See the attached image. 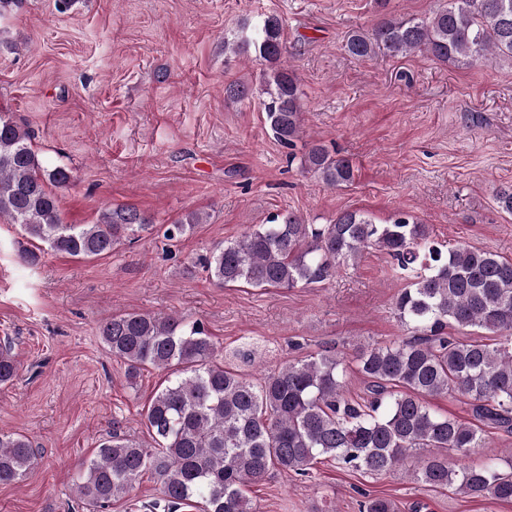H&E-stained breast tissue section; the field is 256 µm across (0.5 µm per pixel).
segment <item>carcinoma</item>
<instances>
[{"instance_id":"cac0c4a2","label":"carcinoma","mask_w":512,"mask_h":512,"mask_svg":"<svg viewBox=\"0 0 512 512\" xmlns=\"http://www.w3.org/2000/svg\"><path fill=\"white\" fill-rule=\"evenodd\" d=\"M344 50L364 60L422 53L468 69L512 61V0H444L424 18H384L348 36ZM282 24L262 15L224 36V56H246L274 66L260 86L225 88L234 100L262 98L266 123L288 148L302 130L301 89L284 65ZM301 168L326 186L354 180L349 159L315 144ZM72 181L62 166L48 169L32 146L30 130L0 114V218L19 225L29 242L87 259L112 253L155 228L134 206L108 208L94 224H65L58 191ZM498 208L512 214V185L494 191ZM203 223L190 212L163 225L178 241ZM385 252L409 283L394 314L408 335L360 346L353 364L332 350L282 364L258 383L230 368L203 323L173 315L123 313L102 322L99 336L125 366L130 386L148 369L165 373L143 410L149 439L125 433L120 422L82 464L76 491L90 512H106L148 474L160 485L152 508L182 505L201 512H253L247 487L271 471L305 477L321 460L348 470L388 473L418 460L417 480L470 497L512 502V454L503 462L470 460L485 445V429L512 433V260L467 246L447 250L431 239L417 216L399 211L384 224L356 210L329 224H307L293 211L276 214L239 240L199 258L223 287L296 288L320 284L369 249ZM487 330L495 343L454 336L448 329ZM355 368L365 397L346 396ZM20 363L11 344L0 346V384ZM467 399L473 420L435 413L428 398ZM38 450L21 434L0 433V483L24 478ZM363 512H398L386 497L370 498Z\"/></svg>"}]
</instances>
